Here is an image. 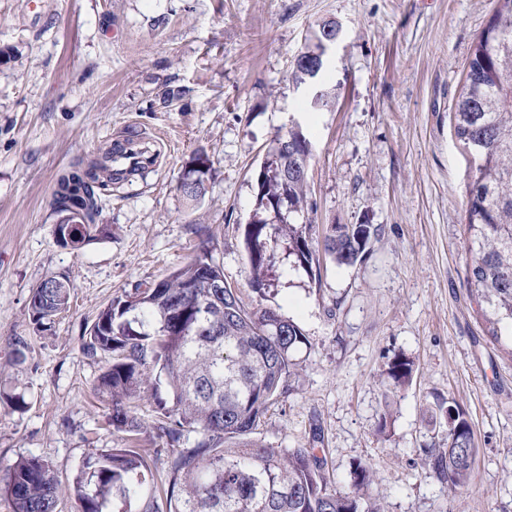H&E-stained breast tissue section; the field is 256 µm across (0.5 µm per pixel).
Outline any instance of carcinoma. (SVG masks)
<instances>
[{
	"mask_svg": "<svg viewBox=\"0 0 512 512\" xmlns=\"http://www.w3.org/2000/svg\"><path fill=\"white\" fill-rule=\"evenodd\" d=\"M455 136L473 156L475 168L465 202L466 278L479 299L487 336L497 342L512 330V0H495L493 14L471 46L464 84L455 103ZM289 147L306 137L291 131ZM278 137L255 179L263 216L244 225L255 292L262 293L275 267L274 245H285L291 267L312 275L316 247L339 266H354L380 228L373 224H330L321 238L313 225L298 224L306 206V179L285 169L296 159L284 153ZM112 155L81 162L61 174L53 194L60 214H77L87 223L85 240L107 232L96 223L101 191L117 177L107 165ZM273 219H268V216ZM207 249L173 269L157 288L116 296L100 311L81 351L90 359H109L97 378L99 395L112 402L114 429L141 431L131 403L150 389L158 419L154 429L171 455L169 512H382L370 493L369 468L358 465L353 490L331 486L325 462L313 448L279 449L252 438L269 408L288 390L298 366L294 355L308 346L303 330L275 310L246 305L234 288H212L223 281ZM70 287L32 291L31 321L38 329L49 314L67 309ZM159 376L151 378L154 370ZM414 362L394 357L388 375L397 388L408 383ZM443 428L444 448H422L425 464L449 492L471 479L463 459L474 447L466 411L438 398L431 407ZM201 440L182 448L185 434ZM153 480L138 448L89 453L70 488L79 512H104L111 501L140 503L139 512H157L144 496ZM14 512H57L60 484L51 466L38 457L9 465L0 480Z\"/></svg>",
	"mask_w": 512,
	"mask_h": 512,
	"instance_id": "obj_1",
	"label": "carcinoma"
}]
</instances>
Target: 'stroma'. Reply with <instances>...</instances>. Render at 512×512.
<instances>
[{
    "label": "stroma",
    "instance_id": "stroma-1",
    "mask_svg": "<svg viewBox=\"0 0 512 512\" xmlns=\"http://www.w3.org/2000/svg\"><path fill=\"white\" fill-rule=\"evenodd\" d=\"M493 0H0V470L37 456L68 487L84 457L120 448L95 383L105 360L81 339L113 297L151 288L207 241L245 301L261 300L305 332L297 374L256 436L315 447L338 489L372 473L384 512H512V338L491 341L466 281L464 201L472 158L454 136L470 47ZM335 21L342 34L310 85L295 56ZM179 96L163 101L165 89ZM326 104H313L316 92ZM311 144L305 215L375 224L362 263L317 252L318 278L277 263L264 295L238 231L257 210L254 177L276 137ZM157 140L155 167L102 198L106 234L59 244L60 173L127 131ZM210 160L204 195L179 182ZM67 276L71 307L51 328L29 317L33 288ZM27 359L16 363L18 342ZM415 363L394 389L387 363ZM459 403L477 448L468 486L451 494L420 451L440 433L426 403ZM139 445L160 492L170 451L142 398ZM321 426L313 442L311 425Z\"/></svg>",
    "mask_w": 512,
    "mask_h": 512
}]
</instances>
